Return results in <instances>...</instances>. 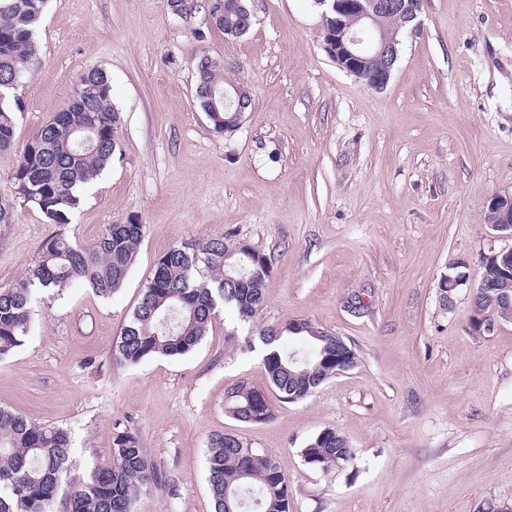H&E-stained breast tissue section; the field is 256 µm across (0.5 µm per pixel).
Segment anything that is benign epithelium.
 <instances>
[{
  "label": "benign epithelium",
  "mask_w": 512,
  "mask_h": 512,
  "mask_svg": "<svg viewBox=\"0 0 512 512\" xmlns=\"http://www.w3.org/2000/svg\"><path fill=\"white\" fill-rule=\"evenodd\" d=\"M321 8L324 28V49L336 66L354 77L365 87L384 90L391 80L398 60L397 36L386 37L378 33L367 41L370 29L378 28L379 18L386 14L402 17L401 27L417 31L421 27L420 14L423 0H314ZM485 223L500 232L508 244L492 248L481 258L502 269L497 287L504 298L512 297V194L494 195L485 213ZM465 263L455 262L451 268L456 275L444 274L439 281L440 297L453 305L455 292L466 286L469 275L460 271Z\"/></svg>",
  "instance_id": "1"
}]
</instances>
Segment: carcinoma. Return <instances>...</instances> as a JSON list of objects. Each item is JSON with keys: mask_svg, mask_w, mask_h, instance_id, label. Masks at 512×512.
<instances>
[{"mask_svg": "<svg viewBox=\"0 0 512 512\" xmlns=\"http://www.w3.org/2000/svg\"><path fill=\"white\" fill-rule=\"evenodd\" d=\"M49 0H0V154L11 151L16 137V112L22 98L15 86L38 64L36 40ZM194 13L205 11L211 27L232 36L249 30L251 14L237 0H190ZM195 94L213 133L238 127L236 103L224 98L231 85L224 66L208 56L193 66ZM67 107L42 125L17 156L14 179L23 202L35 206L47 222L60 226L40 245L20 278L0 285V358L24 344L30 332L33 302L38 295H58L85 285L109 298L124 285L143 238L142 224H111L99 239L84 245L61 230L85 189L121 152L120 112L112 107V79L93 69L80 75ZM272 275L267 257L259 256L231 233L201 243L173 246L161 255L131 318L117 338L113 360L137 365L157 355L176 357L191 352L207 334L221 305L239 320H252L264 304V288ZM493 292L476 293L468 327L479 329L488 316H503ZM298 322L259 332L264 346L263 368L278 399L302 400L336 375L335 347ZM305 339L310 349L290 350L283 335ZM229 414L248 424L273 416L269 391L240 381L227 389ZM69 432L0 408V512H53L64 497L66 512H133L138 495L162 483L159 472L141 447L136 432L112 434L109 462L91 471L87 480L71 481ZM304 461L323 471L354 461L351 446L336 444L332 429L316 434L302 449ZM207 479L214 512H293L288 481L276 459L251 447L230 432L208 438Z\"/></svg>", "mask_w": 512, "mask_h": 512, "instance_id": "obj_1", "label": "carcinoma"}]
</instances>
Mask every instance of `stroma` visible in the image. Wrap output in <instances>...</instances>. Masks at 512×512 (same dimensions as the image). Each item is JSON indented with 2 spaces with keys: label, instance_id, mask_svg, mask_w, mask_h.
<instances>
[{
  "label": "stroma",
  "instance_id": "stroma-1",
  "mask_svg": "<svg viewBox=\"0 0 512 512\" xmlns=\"http://www.w3.org/2000/svg\"><path fill=\"white\" fill-rule=\"evenodd\" d=\"M239 38L167 0H50L37 67L19 94L14 151L66 107L77 77L112 79L123 156L67 227L93 242L107 225L144 224L124 287L40 295L25 344L0 360V407L67 428L71 476L108 460L112 434L135 430L160 471L135 512H214L207 445L233 432L272 454L293 512H485L512 505V321L468 330L480 261L504 239L485 223L512 193V0H423L418 31L399 34L383 91L341 71L323 48L314 0H246ZM221 59L252 103L229 136L194 98L193 61ZM0 285L23 274L51 233L20 202L0 156ZM227 231L266 254L273 273L253 323L219 308L187 355L134 366L112 347L169 248ZM469 286L452 308L438 283L451 262ZM307 319L342 336L356 367L263 424L224 411L235 382L264 389L258 333ZM355 448L354 469L323 472L301 450L324 428Z\"/></svg>",
  "mask_w": 512,
  "mask_h": 512
}]
</instances>
